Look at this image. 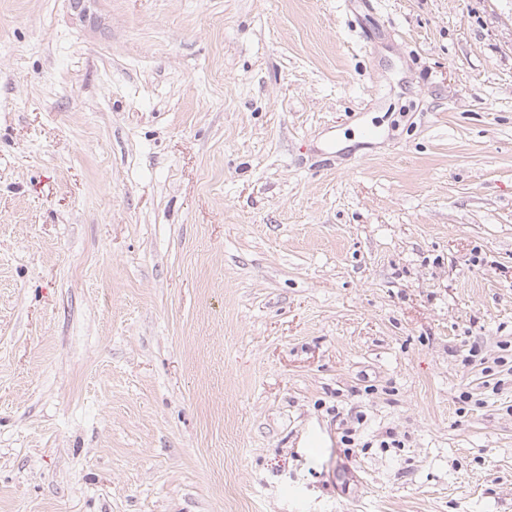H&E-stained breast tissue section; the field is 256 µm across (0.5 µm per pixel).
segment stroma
Returning a JSON list of instances; mask_svg holds the SVG:
<instances>
[{
  "instance_id": "stroma-1",
  "label": "stroma",
  "mask_w": 512,
  "mask_h": 512,
  "mask_svg": "<svg viewBox=\"0 0 512 512\" xmlns=\"http://www.w3.org/2000/svg\"><path fill=\"white\" fill-rule=\"evenodd\" d=\"M0 512H512V0H0Z\"/></svg>"
}]
</instances>
